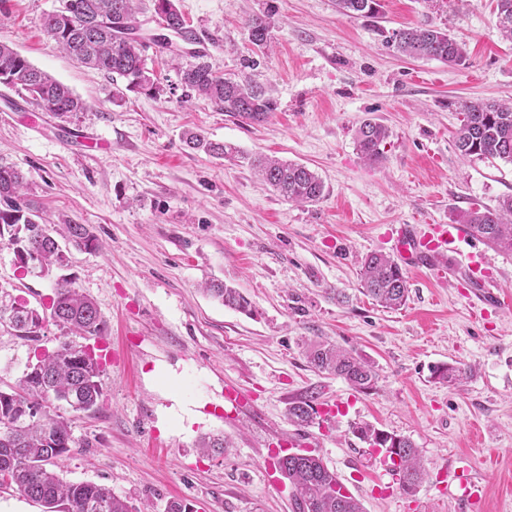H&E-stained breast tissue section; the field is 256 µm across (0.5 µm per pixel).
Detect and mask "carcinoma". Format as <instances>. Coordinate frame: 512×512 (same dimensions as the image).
<instances>
[{
	"label": "carcinoma",
	"mask_w": 512,
	"mask_h": 512,
	"mask_svg": "<svg viewBox=\"0 0 512 512\" xmlns=\"http://www.w3.org/2000/svg\"><path fill=\"white\" fill-rule=\"evenodd\" d=\"M137 0H63L60 9L46 14L43 29L56 45L77 62L111 77L127 81V87L146 92L156 90V77L148 67L145 42L134 36ZM155 14L167 30L193 41L176 0H154ZM344 14L374 17L380 0H336ZM497 28L512 40V0H496ZM249 40L262 49L270 40L267 16L255 15L246 23ZM388 45L405 57L435 59L462 65L466 45L448 31L425 23L393 33ZM180 70L182 85L217 110L230 112L254 123L267 119L276 109L266 89L246 79L237 80L215 71L204 54ZM0 84L19 87L47 112L60 116L85 110V102L72 89L49 73L35 67L12 46L0 43ZM458 109L462 119L454 145L468 159L512 163V104L463 101ZM390 132L373 118L365 119L355 136L360 157L379 164ZM186 146L219 159H235L239 150L214 142L202 131H187ZM251 166L263 182L290 202L315 203L324 196L323 180L308 167L273 157L258 158ZM25 176L15 165L0 164V242L13 247L17 258L32 256L30 272L48 276L68 266L65 250L44 223V217L24 199ZM458 223L487 244L512 253V196L498 201L494 209L473 208L463 212ZM64 237L72 245L91 250L94 236L84 224H66ZM361 287L381 307L395 310L409 297V283L401 267L382 253L367 255L361 266ZM206 291L224 306L251 312L250 302L235 288L209 282ZM56 325L79 336H100L105 323L96 304L63 280L56 283L50 317ZM43 313L22 299L0 303V325L14 335L28 338L46 322ZM308 362L320 371L343 378L353 388L367 392L374 388L377 374L372 364L326 342L307 345ZM101 367L87 346L64 341L36 357L26 366L17 386L0 389V485L41 504L45 512H142L112 493V489L91 482H67L49 469L65 461L74 439L65 414L97 408L102 396ZM434 377L445 383L467 378V370L442 365ZM315 413L311 401L289 407L288 419L309 423ZM354 433L374 448L398 449L399 487L407 495L416 493L424 479L419 451L406 437L388 434L372 425L354 428ZM293 488L296 512H363L360 501L343 491V483L316 455L294 454L277 461Z\"/></svg>",
	"instance_id": "1"
}]
</instances>
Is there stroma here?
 I'll use <instances>...</instances> for the list:
<instances>
[{
	"label": "stroma",
	"instance_id": "35a3bbf8",
	"mask_svg": "<svg viewBox=\"0 0 512 512\" xmlns=\"http://www.w3.org/2000/svg\"><path fill=\"white\" fill-rule=\"evenodd\" d=\"M62 0H0V42L69 85L85 111L62 118L25 92L0 85V163L20 168L26 193L53 224H84L93 252L70 250L63 274L106 322L84 345L102 355L95 411L69 416L76 443L63 478L110 487L135 506L165 512H293L292 487L275 467L280 448L308 449L336 472L364 512H512V307L483 309L468 286L512 292V254L470 236L441 264V277L410 269L405 306L361 293L360 260L398 256L402 224H453L461 211L512 195V165L462 158L453 143L458 102L512 101V41L496 27V0H381L378 17L337 10L336 0H178L208 41V60L267 86L276 109L261 123L183 102L178 70L194 45L173 38L148 50L156 91L116 90L111 79L64 52L42 27ZM268 13L271 41L249 40L250 17ZM432 22L464 42L463 65L412 59L388 46L393 31ZM368 117L390 137L381 164L362 161L355 130ZM201 129L233 144L240 161L187 149ZM306 165L325 183L314 204L284 200L248 159ZM213 280L248 297L252 314L205 292ZM54 277L20 274L0 243V287L48 306ZM46 321L22 339L0 326V387L65 339ZM324 340L373 365V390L358 392L307 360ZM446 363L469 369L460 385L431 377ZM246 402L224 410V393ZM314 399L312 424L288 419ZM367 423L412 440L426 476L399 490L391 461L353 432ZM223 438L204 454L202 437ZM467 460L484 500L466 508L448 468Z\"/></svg>",
	"mask_w": 512,
	"mask_h": 512
}]
</instances>
